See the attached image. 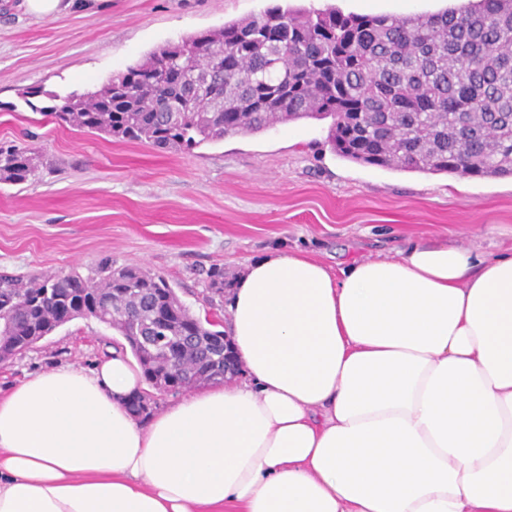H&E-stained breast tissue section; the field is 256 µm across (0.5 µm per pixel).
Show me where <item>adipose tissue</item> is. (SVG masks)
I'll return each mask as SVG.
<instances>
[{
  "label": "adipose tissue",
  "mask_w": 512,
  "mask_h": 512,
  "mask_svg": "<svg viewBox=\"0 0 512 512\" xmlns=\"http://www.w3.org/2000/svg\"><path fill=\"white\" fill-rule=\"evenodd\" d=\"M242 381L147 422L112 352L0 394V512H512V255L248 260Z\"/></svg>",
  "instance_id": "obj_1"
}]
</instances>
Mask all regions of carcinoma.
<instances>
[{
	"label": "carcinoma",
	"instance_id": "obj_1",
	"mask_svg": "<svg viewBox=\"0 0 512 512\" xmlns=\"http://www.w3.org/2000/svg\"><path fill=\"white\" fill-rule=\"evenodd\" d=\"M58 123L179 152L277 123L331 119L339 156L387 169L512 176V6L467 0L432 14L275 5L151 52L94 91L50 95ZM30 149L0 142V183L27 181ZM224 299V271L206 300ZM77 318L118 330L162 393L224 382L215 323L161 277L105 261L87 275L0 273V353Z\"/></svg>",
	"mask_w": 512,
	"mask_h": 512
}]
</instances>
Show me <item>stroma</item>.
<instances>
[{
    "label": "stroma",
    "mask_w": 512,
    "mask_h": 512,
    "mask_svg": "<svg viewBox=\"0 0 512 512\" xmlns=\"http://www.w3.org/2000/svg\"><path fill=\"white\" fill-rule=\"evenodd\" d=\"M277 0H95L37 19L0 0V141L31 149L35 173L0 183V271L21 278L88 273L103 258L162 276L199 318L209 274L235 280L267 250H300L330 267L394 256L409 238L484 255L512 252V177L426 174L335 154L325 120L229 135L186 152L78 131L41 115L54 94L101 86L150 52ZM343 13H434L456 0H288ZM41 88L32 104L22 92ZM100 321L76 319L0 362V390L31 373L91 368L123 345Z\"/></svg>",
    "instance_id": "1"
}]
</instances>
